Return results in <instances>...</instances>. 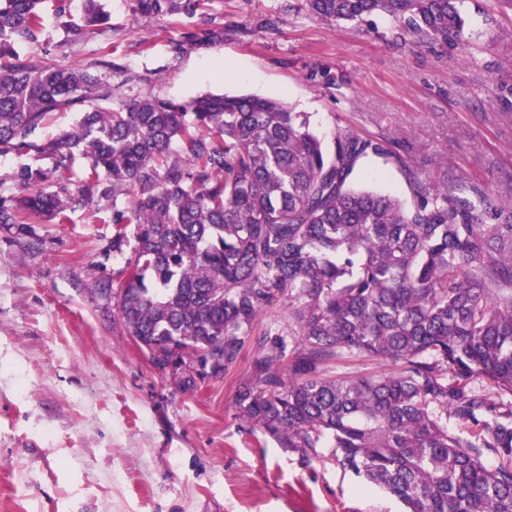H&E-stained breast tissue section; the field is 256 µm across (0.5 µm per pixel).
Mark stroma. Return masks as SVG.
Here are the masks:
<instances>
[{"instance_id":"35a3bbf8","label":"stroma","mask_w":512,"mask_h":512,"mask_svg":"<svg viewBox=\"0 0 512 512\" xmlns=\"http://www.w3.org/2000/svg\"><path fill=\"white\" fill-rule=\"evenodd\" d=\"M111 26L75 45L54 18L23 54L60 67L109 53L113 103L156 95H255L310 115L333 142L350 129L382 154L354 187L412 205L411 176L479 186L512 201V8L465 0L466 43L397 38L384 15L330 25L304 0H208L194 16L147 17L102 0ZM112 209L64 224H0V512H403L336 463L306 457L236 416L237 391L266 307L224 373L156 365L116 307L127 258L113 254Z\"/></svg>"}]
</instances>
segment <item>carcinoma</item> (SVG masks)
Wrapping results in <instances>:
<instances>
[{
	"instance_id": "carcinoma-1",
	"label": "carcinoma",
	"mask_w": 512,
	"mask_h": 512,
	"mask_svg": "<svg viewBox=\"0 0 512 512\" xmlns=\"http://www.w3.org/2000/svg\"><path fill=\"white\" fill-rule=\"evenodd\" d=\"M48 0H0V156L31 153L67 170L84 160L85 190L44 187L18 168L21 193L0 191V224H65L112 201V251L137 243L124 267L119 319L160 365L193 356L219 374L267 306H288L297 342L276 338L238 392V418L306 454L329 441L342 468L397 497L407 512H512V215L445 181L418 182L416 203L351 185L356 162L381 147L352 130L327 146L309 116L280 101L205 94L112 104L90 65L33 63ZM67 40L109 27L101 0H54ZM206 0H133L144 16H193ZM464 0H305L328 24L383 14L397 37L465 41ZM92 104L74 127L37 131L58 111ZM182 146V152L173 149ZM128 202L118 205V199ZM343 355L396 366L329 376ZM483 379L498 397L469 388Z\"/></svg>"
}]
</instances>
